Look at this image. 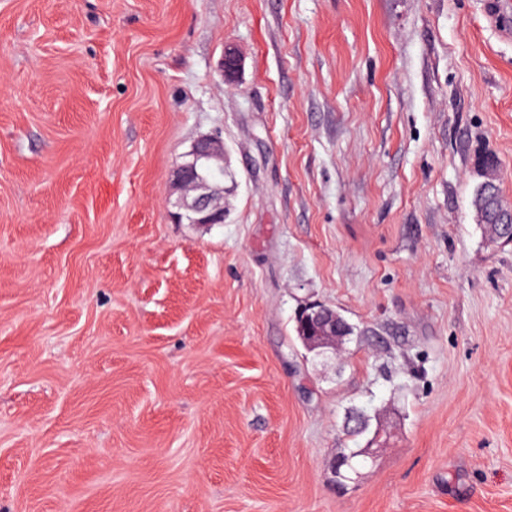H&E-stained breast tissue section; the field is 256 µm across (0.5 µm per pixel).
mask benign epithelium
Here are the masks:
<instances>
[{
  "instance_id": "7a95c632",
  "label": "benign epithelium",
  "mask_w": 512,
  "mask_h": 512,
  "mask_svg": "<svg viewBox=\"0 0 512 512\" xmlns=\"http://www.w3.org/2000/svg\"><path fill=\"white\" fill-rule=\"evenodd\" d=\"M235 53L227 51L220 64V75L230 82L238 69ZM224 139L219 134L196 139L184 154L183 163L173 174L177 197L172 219L190 224L224 223ZM296 320L300 340L310 350L324 355L350 335L347 323L336 325V311L327 305L309 303L298 309Z\"/></svg>"
}]
</instances>
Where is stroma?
Returning <instances> with one entry per match:
<instances>
[{"label":"stroma","mask_w":512,"mask_h":512,"mask_svg":"<svg viewBox=\"0 0 512 512\" xmlns=\"http://www.w3.org/2000/svg\"><path fill=\"white\" fill-rule=\"evenodd\" d=\"M489 3L0 0V512H512ZM216 131L224 221L173 222ZM308 302L340 355L297 340ZM353 407L380 437L340 486ZM473 206L476 210L480 227L493 243H509L511 236V224H503L509 215L504 212L498 202L493 199L490 201L486 196L477 195L475 192ZM336 315L344 320L341 315L327 305L320 303H309L300 307L296 312L295 322L297 337L300 333V340L310 350L316 351L318 355H324L329 349H336L339 341L350 336L352 327L348 323L336 325Z\"/></svg>","instance_id":"obj_1"}]
</instances>
